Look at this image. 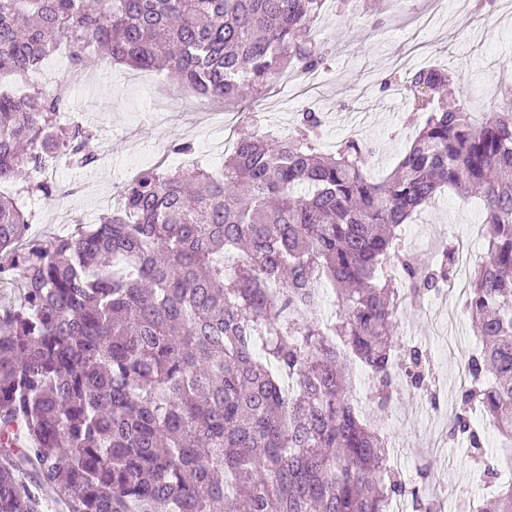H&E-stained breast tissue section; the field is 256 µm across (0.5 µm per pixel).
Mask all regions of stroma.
<instances>
[{
    "instance_id": "1",
    "label": "stroma",
    "mask_w": 512,
    "mask_h": 512,
    "mask_svg": "<svg viewBox=\"0 0 512 512\" xmlns=\"http://www.w3.org/2000/svg\"><path fill=\"white\" fill-rule=\"evenodd\" d=\"M313 30L318 40L329 44L323 85L308 87L299 79L289 91L277 82L242 103L240 112L270 119L277 138L292 128L298 112L314 108L324 116L319 143L324 153L335 151L349 129L358 128L361 138L375 148L365 165L374 180L394 170L413 133L407 125L411 107L403 95L381 88L384 77H402L431 65L462 70L468 81L457 89L456 99L476 118L503 103L500 87L506 67H512V0H486L481 6L445 0L439 8L433 0H380L377 10L363 6L347 17L336 16L329 7ZM43 66L56 78L77 67L88 75V83L73 89L66 106L82 113L89 148L100 159L87 167H61L50 179L52 193L36 212L35 234L63 232L65 225L54 220L59 212L67 213L72 225L95 222L109 210V197L129 182L125 166L132 151L146 154L151 168L167 162L174 144L188 142L193 150L187 162L211 163L215 143L208 123L196 111V97L167 72L109 65L94 54L78 64L61 52ZM167 164L176 170V163ZM402 234L406 244L422 239L436 249L469 237L482 242L481 201L445 193L404 226ZM399 335L429 352L446 346V362L432 368L441 385L439 401L431 403L415 389L400 387L379 432L388 440L390 455L400 456L403 479L425 497L431 487H442L447 500L437 504L435 512H456L459 503L481 496L472 477L476 465L450 440L448 426L431 424L424 412L435 405L455 415L463 363L479 341L462 301L442 294L407 304L399 315Z\"/></svg>"
}]
</instances>
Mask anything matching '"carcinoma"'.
<instances>
[{
    "label": "carcinoma",
    "instance_id": "carcinoma-1",
    "mask_svg": "<svg viewBox=\"0 0 512 512\" xmlns=\"http://www.w3.org/2000/svg\"><path fill=\"white\" fill-rule=\"evenodd\" d=\"M325 3L0 0V79L66 39L76 62L93 47L233 103L326 63L312 30ZM452 85L436 68L403 81L424 121L380 182L367 143L319 151L323 115L308 108L284 139L238 135L219 171L139 172L119 207L66 234L29 236L34 214L0 193V284L16 285L0 295V512H386L408 496L432 512L388 469L348 358L380 410L404 382L425 388L418 350L395 362L398 313L448 281L456 247L424 265L401 230L447 189L479 190L487 214L465 301L480 347L450 435L496 477L469 410L512 441V107L478 122L434 104ZM60 107L0 92V184L50 155L98 160ZM324 279L332 322L316 316ZM481 512H512V482Z\"/></svg>",
    "mask_w": 512,
    "mask_h": 512
}]
</instances>
